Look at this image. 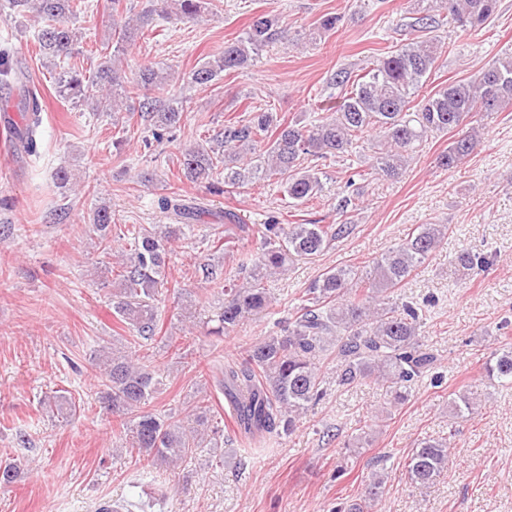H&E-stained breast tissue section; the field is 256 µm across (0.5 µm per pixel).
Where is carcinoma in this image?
Segmentation results:
<instances>
[{"label": "carcinoma", "instance_id": "cac0c4a2", "mask_svg": "<svg viewBox=\"0 0 512 512\" xmlns=\"http://www.w3.org/2000/svg\"><path fill=\"white\" fill-rule=\"evenodd\" d=\"M167 0H155L137 15L136 23L122 20V0H111L109 27L114 51L135 42L141 30L152 26L155 17L167 14ZM180 17L193 20L205 9V0H177ZM497 0H416L411 30L420 36L376 58L363 74L340 70L333 78L345 91L336 110L305 122L285 120L274 112H256L246 121H229L214 132L212 145H198L182 154L184 176L192 181L209 180L224 174L219 193L257 182L276 183L299 206L318 198L323 190L321 172L302 166V160L326 162L352 153L364 134L372 131L380 148L369 165L368 175L396 180L403 172L405 157L431 133L457 130V137L437 157L443 168H457L473 152L478 127L475 118L512 107V53L495 58L468 80L445 85L419 96L431 79L440 57L442 26L468 31L483 26L494 14ZM36 4V18L43 21L36 43L46 58L71 56L74 35L62 19L78 8L75 0H3L0 8L10 16H27ZM337 14H326L309 29V36L325 38L336 33ZM288 39V30L269 14L252 18L246 29L224 43L220 55L203 62L190 75L191 83L206 86L225 71L250 66L267 48ZM166 89L160 69H140L135 83L128 85L112 66L111 56L92 72L68 65L55 77L57 95L66 100H96L97 111L109 112L119 98H132L136 91ZM37 100L20 111L27 134L28 151H33L41 125ZM138 112L153 121L152 135L161 143L171 138L185 112L183 101L170 98L157 102L145 98ZM103 251L112 250V210L96 208L91 217ZM191 224H168L157 234L143 224L127 229L129 257L115 270L120 288L112 292V314L124 323L131 335L152 341L160 332L158 305L168 244L191 230ZM352 225L336 224H256L252 233L260 243L261 255L253 262L250 282L240 285L223 278L215 268L203 266L205 278L224 281V306L217 326L209 334L221 341L234 332L241 319L271 306L266 283L272 274L302 258L321 253L332 242L347 236ZM448 224H419L401 244L374 259L366 267L336 266L312 281L299 298L295 312L286 321H277L278 330L252 344L238 363L224 366V397L232 405L237 428L251 437L289 436L310 409L326 393L324 361L336 359V386L351 388L367 381L386 385L395 404L405 402L420 381L441 382L438 357L422 336L423 314L418 304L398 297L399 285L426 266L448 235ZM455 265L464 269H486V256L462 251ZM491 379L512 386V347L492 351L484 363ZM158 381L146 366L125 355H114L101 372L98 402L121 419L119 439L129 448L157 464L185 460L207 439L211 406L203 399L196 405L193 424L155 413L150 404ZM52 417L63 422L77 415L71 398L55 394L44 399ZM448 407L461 417L478 411L474 393L454 394ZM448 439L425 438L408 457L407 480L429 488L448 471ZM384 475L371 474L365 499L336 504L334 512H373L384 488Z\"/></svg>", "mask_w": 512, "mask_h": 512}]
</instances>
